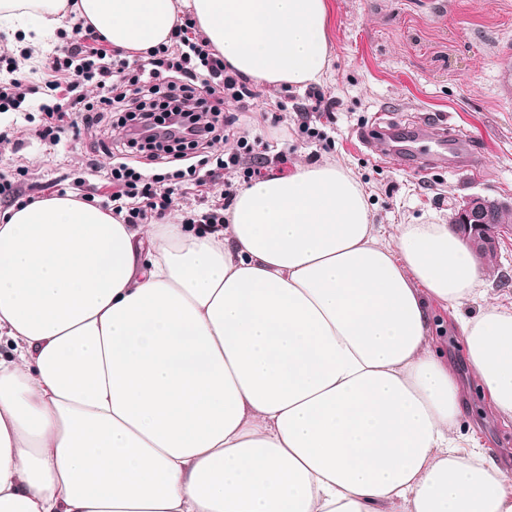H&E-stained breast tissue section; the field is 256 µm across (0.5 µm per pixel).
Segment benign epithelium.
Listing matches in <instances>:
<instances>
[{
	"label": "benign epithelium",
	"instance_id": "7a95c632",
	"mask_svg": "<svg viewBox=\"0 0 512 512\" xmlns=\"http://www.w3.org/2000/svg\"><path fill=\"white\" fill-rule=\"evenodd\" d=\"M512 215V205L472 196L453 207L450 223L471 244L474 255L481 257L495 249L496 235L503 217Z\"/></svg>",
	"mask_w": 512,
	"mask_h": 512
}]
</instances>
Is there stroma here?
Listing matches in <instances>:
<instances>
[{
  "label": "stroma",
  "instance_id": "stroma-1",
  "mask_svg": "<svg viewBox=\"0 0 512 512\" xmlns=\"http://www.w3.org/2000/svg\"><path fill=\"white\" fill-rule=\"evenodd\" d=\"M329 71L320 89L334 100L316 123L321 138L298 132L303 89L260 87L257 109L292 128L287 143L267 147L269 161L314 159L341 166L362 185L374 223L386 237L403 224H445L452 206L473 195L512 203V0H329ZM228 127L215 154L236 152L241 138L266 137V124L242 118L224 101ZM452 126L465 136L463 151L433 136H416L420 124ZM373 134L370 146L361 133ZM85 150L80 139L49 148L29 140L24 149L0 147V165L24 167L33 181L49 183L79 171L70 161ZM217 186L187 184L175 194L170 221L219 204ZM481 264L485 295L452 310L431 302L436 348L456 368L467 405L460 431L480 423L478 444H493L512 458V422L486 402L465 363L464 345L451 325L489 305L512 310V223L502 225L496 250Z\"/></svg>",
  "mask_w": 512,
  "mask_h": 512
}]
</instances>
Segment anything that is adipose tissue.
I'll list each match as a JSON object with an SVG mask.
<instances>
[{"instance_id": "ef3b65f1", "label": "adipose tissue", "mask_w": 512, "mask_h": 512, "mask_svg": "<svg viewBox=\"0 0 512 512\" xmlns=\"http://www.w3.org/2000/svg\"><path fill=\"white\" fill-rule=\"evenodd\" d=\"M114 49L179 11L263 85L322 83L328 0H79ZM0 224V512H512L456 425L431 302L483 295L449 224L373 223L341 167L240 188L228 222L125 224L48 197ZM512 420V312L460 318Z\"/></svg>"}]
</instances>
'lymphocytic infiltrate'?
Segmentation results:
<instances>
[{"mask_svg": "<svg viewBox=\"0 0 512 512\" xmlns=\"http://www.w3.org/2000/svg\"><path fill=\"white\" fill-rule=\"evenodd\" d=\"M49 65L67 74L66 84L31 82L37 72L33 48L1 49L0 68L8 78L0 82V112L19 111L27 95L41 94L37 109L47 119L32 136L49 147L60 145L67 131L85 137L77 165L93 179L86 196L111 187V213L122 223L165 220L182 183L213 182L225 171L241 174L247 184L260 177L266 159L249 141L225 159L207 153L224 133L225 98L248 112L256 92L251 78L213 52L189 15L146 58L106 49L104 37L78 19ZM136 152L173 169L142 172L129 163Z\"/></svg>", "mask_w": 512, "mask_h": 512, "instance_id": "f902f5d3", "label": "lymphocytic infiltrate"}]
</instances>
